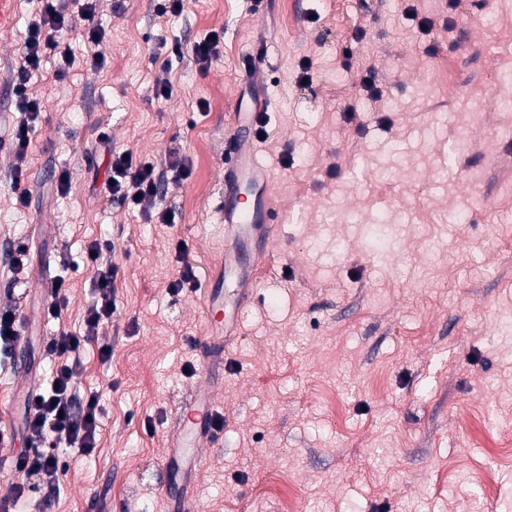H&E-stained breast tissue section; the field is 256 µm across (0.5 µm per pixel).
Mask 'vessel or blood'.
<instances>
[{"label": "vessel or blood", "instance_id": "vessel-or-blood-1", "mask_svg": "<svg viewBox=\"0 0 512 512\" xmlns=\"http://www.w3.org/2000/svg\"><path fill=\"white\" fill-rule=\"evenodd\" d=\"M219 214L226 234L224 271L235 279L233 304L239 309L246 305L253 292L251 268L244 264L243 258L262 253L270 241V225L282 219L270 196L267 172L258 168L254 155L245 148L235 149L224 163ZM208 306L209 325L200 344L208 352V375L214 379L224 369V346L233 334V325L224 316L223 289H211ZM215 415L216 408L209 393L199 392L179 417L178 430L162 461L168 467L181 465L183 481H191L200 462L201 445L215 439Z\"/></svg>", "mask_w": 512, "mask_h": 512}]
</instances>
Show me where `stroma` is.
<instances>
[{
    "label": "stroma",
    "mask_w": 512,
    "mask_h": 512,
    "mask_svg": "<svg viewBox=\"0 0 512 512\" xmlns=\"http://www.w3.org/2000/svg\"><path fill=\"white\" fill-rule=\"evenodd\" d=\"M12 2L14 21L0 20V308L18 311L32 375L0 362V430L14 436L0 497L24 480L12 458L27 393L50 379L53 336L82 334L86 251L107 241L116 311L82 347L77 380L100 399L98 445L63 449L59 489L38 487L29 512H168L161 459L207 386L222 441L201 451L187 512H283L290 496L299 512H512V115L497 110L512 94V0H184L174 17L157 0H101L105 66L75 31L70 63L47 58L32 79L42 118L24 207L10 187L22 118L10 77L38 4ZM216 29L221 52L199 68L193 49ZM260 100L252 152L284 221L212 382L196 341L224 261V152ZM124 151L161 175L146 210L100 192ZM179 157L184 180L166 174ZM188 264L198 290L169 292ZM59 276L68 302L53 319Z\"/></svg>",
    "instance_id": "1"
}]
</instances>
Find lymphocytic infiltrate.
Segmentation results:
<instances>
[{"mask_svg":"<svg viewBox=\"0 0 512 512\" xmlns=\"http://www.w3.org/2000/svg\"><path fill=\"white\" fill-rule=\"evenodd\" d=\"M41 7L29 21L24 33L22 62L12 76L16 108L24 115L11 135V147L17 163L11 174V187L19 205H27L28 191L24 161L27 157L31 135L41 115V100L32 91L30 81L39 72L45 57L60 54L69 60V51L63 50L62 38L72 31L75 20L89 22L86 40L92 50L94 67H103L106 58L99 50L103 31L95 23L97 0H82L79 9H71L69 0H40ZM160 181L153 165H137L130 153L116 154L112 160L111 174L105 184L108 198L116 199L129 208L155 200ZM109 243H93L88 258L96 263L94 299L86 310L82 335L59 332L50 342L51 353L59 363L48 388L31 392L27 400L28 418L25 425L26 447L14 458L17 471L28 476H40L51 487H58L59 476L66 465L56 453L57 444L63 443L78 452L89 455L97 446L100 425V404L97 396L79 397L76 380L82 372L79 350L98 335L100 327L111 320L115 312L114 282L118 275L112 261L103 260L102 254Z\"/></svg>","mask_w":512,"mask_h":512,"instance_id":"lymphocytic-infiltrate-1","label":"lymphocytic infiltrate"}]
</instances>
